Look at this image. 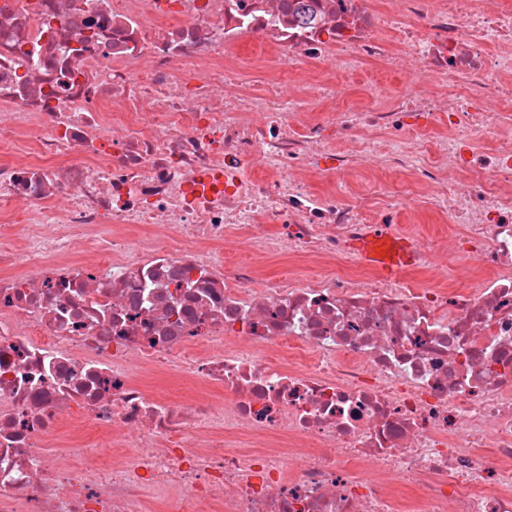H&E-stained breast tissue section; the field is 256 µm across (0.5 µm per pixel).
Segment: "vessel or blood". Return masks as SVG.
<instances>
[{
    "label": "vessel or blood",
    "mask_w": 512,
    "mask_h": 512,
    "mask_svg": "<svg viewBox=\"0 0 512 512\" xmlns=\"http://www.w3.org/2000/svg\"><path fill=\"white\" fill-rule=\"evenodd\" d=\"M354 250L363 262L388 279L398 278L416 259V250L411 239L393 233L383 226L357 238Z\"/></svg>",
    "instance_id": "vessel-or-blood-1"
}]
</instances>
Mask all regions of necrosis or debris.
<instances>
[{
    "instance_id": "obj_1",
    "label": "necrosis or debris",
    "mask_w": 512,
    "mask_h": 512,
    "mask_svg": "<svg viewBox=\"0 0 512 512\" xmlns=\"http://www.w3.org/2000/svg\"><path fill=\"white\" fill-rule=\"evenodd\" d=\"M368 61L425 88L345 103ZM498 102L503 0H0V512H512ZM384 186L393 191L402 189L401 182L384 170L363 172L358 180L357 189L365 194L366 197L372 198L373 202H376ZM353 246L357 256L366 264L365 267L380 273L387 279H396L406 272L416 259V250L411 239L389 231L385 226H378L355 241ZM375 269H374V268ZM408 267V268H407Z\"/></svg>"
}]
</instances>
